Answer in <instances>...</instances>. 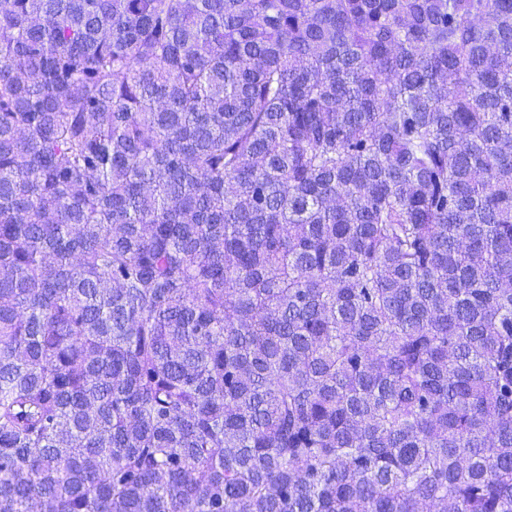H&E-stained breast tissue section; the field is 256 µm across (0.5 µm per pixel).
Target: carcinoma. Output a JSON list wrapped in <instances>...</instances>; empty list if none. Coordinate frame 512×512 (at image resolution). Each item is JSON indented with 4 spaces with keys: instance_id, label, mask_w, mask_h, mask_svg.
<instances>
[{
    "instance_id": "cac0c4a2",
    "label": "carcinoma",
    "mask_w": 512,
    "mask_h": 512,
    "mask_svg": "<svg viewBox=\"0 0 512 512\" xmlns=\"http://www.w3.org/2000/svg\"><path fill=\"white\" fill-rule=\"evenodd\" d=\"M512 512V0H0V512Z\"/></svg>"
}]
</instances>
